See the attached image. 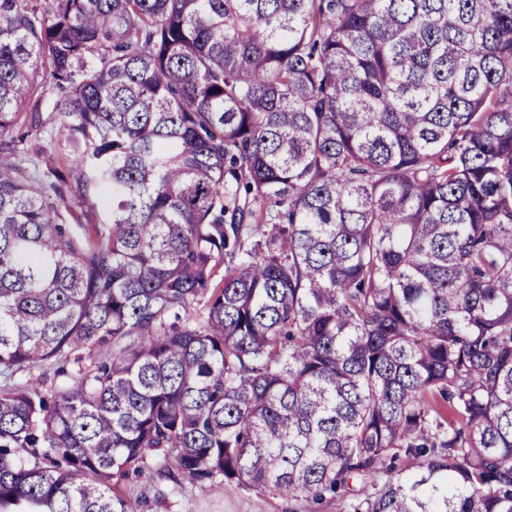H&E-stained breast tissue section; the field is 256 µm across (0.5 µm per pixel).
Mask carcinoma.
<instances>
[{
	"label": "carcinoma",
	"mask_w": 512,
	"mask_h": 512,
	"mask_svg": "<svg viewBox=\"0 0 512 512\" xmlns=\"http://www.w3.org/2000/svg\"><path fill=\"white\" fill-rule=\"evenodd\" d=\"M156 453L512 512V0H0V512ZM44 90L45 91L42 101V112H40L42 124L37 128L28 125V127L24 128L23 131L25 132L26 143L38 141L41 145H43L46 148L48 154L52 153L54 155H58L59 146L57 144V139H59V136L53 137V140L51 141L50 133L45 128L46 126L48 127V122L46 121V119L49 116V112H51L50 99L53 90L51 89L48 83H45Z\"/></svg>",
	"instance_id": "obj_1"
}]
</instances>
